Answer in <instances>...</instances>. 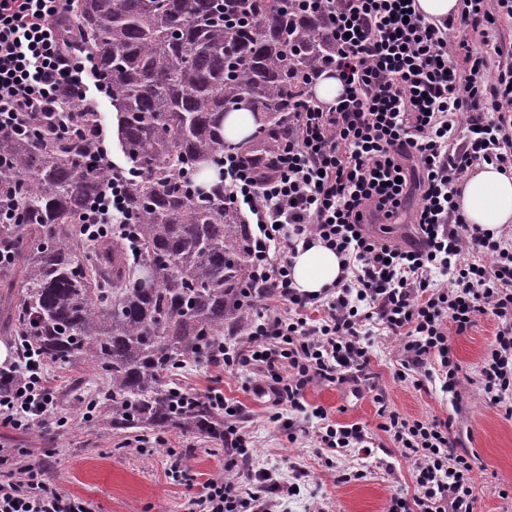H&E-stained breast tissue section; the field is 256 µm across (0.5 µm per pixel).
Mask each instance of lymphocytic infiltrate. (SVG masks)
<instances>
[{
	"instance_id": "obj_1",
	"label": "lymphocytic infiltrate",
	"mask_w": 512,
	"mask_h": 512,
	"mask_svg": "<svg viewBox=\"0 0 512 512\" xmlns=\"http://www.w3.org/2000/svg\"><path fill=\"white\" fill-rule=\"evenodd\" d=\"M336 40L322 71L342 93L330 103L306 94L287 112L286 138L277 150L224 152V204L248 211L251 282L246 304L271 297L283 306L259 314L243 345L215 343L210 359L234 371L263 373L257 393L270 416L295 431V414L319 419L312 438L332 451L369 448L360 424L329 421L307 409L315 383L333 386L371 374L370 324L399 337V381L415 387L440 382L457 394L464 378L452 333H464L492 314L494 341L482 358L485 402L512 416V237L468 224L459 186L473 167L491 164L512 175V64L492 67L486 47L512 0H464L460 15L423 18L415 0H315ZM66 0H0V135L25 134L35 114L61 111L65 96L85 102L106 86L89 56L67 51L57 30ZM419 197L411 222L418 244L406 249L370 234L371 219H398ZM124 196L113 188L81 218L88 239L123 217ZM321 243L340 258L337 283L317 293L294 286L282 252ZM221 411L224 474L208 479L195 512H269L270 475L261 484L230 479L250 461L249 440L237 421L242 410L211 391ZM379 430L414 463L416 491L394 494L388 512H475L474 456L461 450L453 419H412L377 395ZM59 406L43 355L19 347L0 365V426L15 430L55 417ZM42 465L15 462L0 474V512H95L92 502L47 487Z\"/></svg>"
}]
</instances>
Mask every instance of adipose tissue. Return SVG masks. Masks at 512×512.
Returning a JSON list of instances; mask_svg holds the SVG:
<instances>
[{"mask_svg": "<svg viewBox=\"0 0 512 512\" xmlns=\"http://www.w3.org/2000/svg\"><path fill=\"white\" fill-rule=\"evenodd\" d=\"M460 209L468 223L487 232L512 223V176L486 164L475 169L461 186ZM340 261L335 252L322 244L297 249L292 258L296 288L316 293L335 283Z\"/></svg>", "mask_w": 512, "mask_h": 512, "instance_id": "obj_1", "label": "adipose tissue"}]
</instances>
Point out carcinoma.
Masks as SVG:
<instances>
[{
	"instance_id": "carcinoma-1",
	"label": "carcinoma",
	"mask_w": 512,
	"mask_h": 512,
	"mask_svg": "<svg viewBox=\"0 0 512 512\" xmlns=\"http://www.w3.org/2000/svg\"><path fill=\"white\" fill-rule=\"evenodd\" d=\"M58 34L93 55L121 151L142 171L124 181L138 254L118 235L87 245L80 224L112 185V169L86 164L101 113L78 101L43 113L34 135L0 136V210L12 216L0 242L18 246V279L0 283L19 287L9 320L50 361L102 371L111 404L99 418L113 430L222 438L208 400L175 380L245 318L251 229L224 207L221 125L245 104L268 125L242 150L272 148L334 43L322 15L292 0H70ZM147 268L157 280L142 288Z\"/></svg>"
}]
</instances>
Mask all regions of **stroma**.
<instances>
[{
  "instance_id": "1",
  "label": "stroma",
  "mask_w": 512,
  "mask_h": 512,
  "mask_svg": "<svg viewBox=\"0 0 512 512\" xmlns=\"http://www.w3.org/2000/svg\"><path fill=\"white\" fill-rule=\"evenodd\" d=\"M493 316L479 319L476 327L453 336L455 355L469 377L459 401L438 389L416 390L411 383L394 380L400 342L372 333V382L342 386H310L308 405L324 408L339 424L358 423L372 432L371 455L351 450L339 468L325 464V450L313 446L312 425L298 420L300 433L270 423V409L254 391L261 373L229 371L208 362H187L177 377L187 391L205 394L216 390L243 409L242 426L252 440L250 468L266 469L274 478L296 485L295 494H275L273 512H387L398 492L413 493L414 465L402 457L388 436L379 431L376 393L402 415L454 418V434L467 451L476 454L474 472L476 512H512V419L487 405L481 396V359L494 338ZM48 376L58 393L60 415L66 427L50 421L19 431L0 427V447L15 459H40L53 488L94 503L97 512H192L190 499L204 482L224 466L223 440L199 438L176 430H139L116 433L99 421L82 417L84 401L106 399L108 387L97 370L79 363L48 364ZM365 468L366 477L347 483L340 469ZM508 497H501V490Z\"/></svg>"
}]
</instances>
